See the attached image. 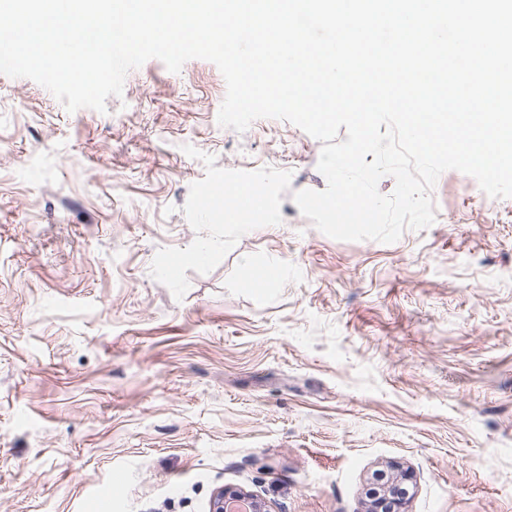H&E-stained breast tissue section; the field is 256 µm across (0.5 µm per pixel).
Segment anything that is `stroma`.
I'll use <instances>...</instances> for the list:
<instances>
[{
    "label": "stroma",
    "instance_id": "1",
    "mask_svg": "<svg viewBox=\"0 0 512 512\" xmlns=\"http://www.w3.org/2000/svg\"><path fill=\"white\" fill-rule=\"evenodd\" d=\"M215 64L157 59L107 110L0 74V512H512V198L443 172L391 244L316 229L322 143L220 126ZM261 186L258 207L209 196ZM390 480L389 483L384 487L383 497L379 499L378 497H374L368 503L367 512H381L382 507L385 506V503L388 499V495L390 492L395 491V487L400 484H407L412 481V473L402 467L397 465H392L391 472L389 474ZM245 501L249 504L251 512H267L266 505L258 501L247 492L232 488L224 487L217 491L213 497L211 509L213 512H235L233 505Z\"/></svg>",
    "mask_w": 512,
    "mask_h": 512
}]
</instances>
